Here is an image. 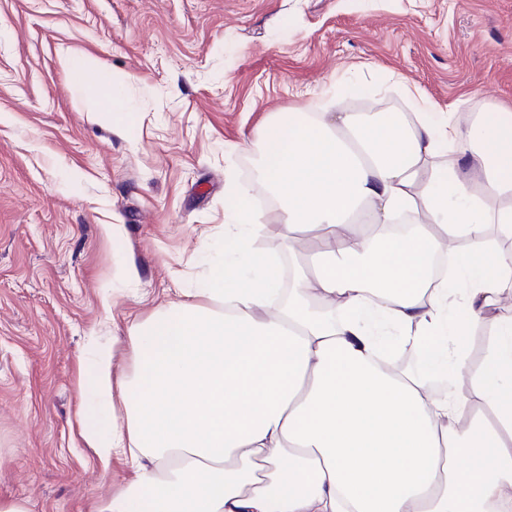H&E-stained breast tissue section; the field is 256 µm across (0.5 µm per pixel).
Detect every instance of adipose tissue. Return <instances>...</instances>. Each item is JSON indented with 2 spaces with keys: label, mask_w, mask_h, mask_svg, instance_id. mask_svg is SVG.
<instances>
[{
  "label": "adipose tissue",
  "mask_w": 512,
  "mask_h": 512,
  "mask_svg": "<svg viewBox=\"0 0 512 512\" xmlns=\"http://www.w3.org/2000/svg\"><path fill=\"white\" fill-rule=\"evenodd\" d=\"M415 118L317 110L256 132V208L232 185L224 236L255 269H215L197 300L131 325L133 376L96 345L82 439L133 480L95 512H512V110L460 125L412 87ZM319 233L281 285L271 225ZM491 322L480 368L467 342ZM442 363L431 374L385 356ZM122 403L126 420L107 418Z\"/></svg>",
  "instance_id": "1"
}]
</instances>
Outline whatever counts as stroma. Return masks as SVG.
<instances>
[{
    "mask_svg": "<svg viewBox=\"0 0 512 512\" xmlns=\"http://www.w3.org/2000/svg\"><path fill=\"white\" fill-rule=\"evenodd\" d=\"M403 82L464 124L512 107V0H0V500L90 512L131 481L79 435L94 344L131 374L130 323L230 261L259 127L332 87L407 114Z\"/></svg>",
    "mask_w": 512,
    "mask_h": 512,
    "instance_id": "obj_1",
    "label": "stroma"
}]
</instances>
